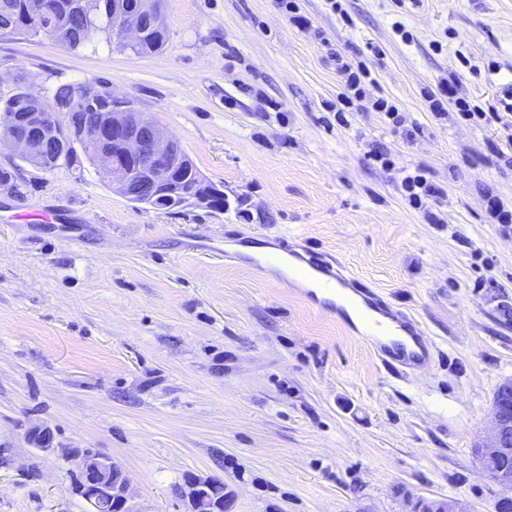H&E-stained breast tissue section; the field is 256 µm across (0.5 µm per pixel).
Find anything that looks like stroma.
I'll list each match as a JSON object with an SVG mask.
<instances>
[{
  "label": "stroma",
  "instance_id": "obj_1",
  "mask_svg": "<svg viewBox=\"0 0 512 512\" xmlns=\"http://www.w3.org/2000/svg\"><path fill=\"white\" fill-rule=\"evenodd\" d=\"M163 0L167 41L141 56L96 36L76 50L0 37V97L18 75L130 101L180 141L236 209L171 215L133 204L86 157L40 170L0 149V512H90L67 448L127 474L135 512H187V474L217 477L230 512H410L418 496L493 512L499 486L475 445L512 378V230L483 198L512 199L496 123L435 118L424 93L452 74L482 107L512 86V0ZM410 34L402 39L397 26ZM365 61L377 112L339 125L337 58ZM444 189L441 224L411 208L400 175ZM297 240L414 315L435 365L385 368L281 270L239 245ZM51 428L55 451L28 439Z\"/></svg>",
  "mask_w": 512,
  "mask_h": 512
}]
</instances>
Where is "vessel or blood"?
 Returning <instances> with one entry per match:
<instances>
[{
  "mask_svg": "<svg viewBox=\"0 0 512 512\" xmlns=\"http://www.w3.org/2000/svg\"><path fill=\"white\" fill-rule=\"evenodd\" d=\"M302 274L320 285L336 287L343 296L355 299L353 310L338 308L337 313L341 319L353 315L358 321L364 322L369 313L374 312L393 328L394 333L390 336L366 335L362 338L382 365L397 368L404 376L429 369L433 365L437 347L425 327L413 315L363 286L343 269L333 268L321 259L313 257L307 260Z\"/></svg>",
  "mask_w": 512,
  "mask_h": 512,
  "instance_id": "1",
  "label": "vessel or blood"
}]
</instances>
